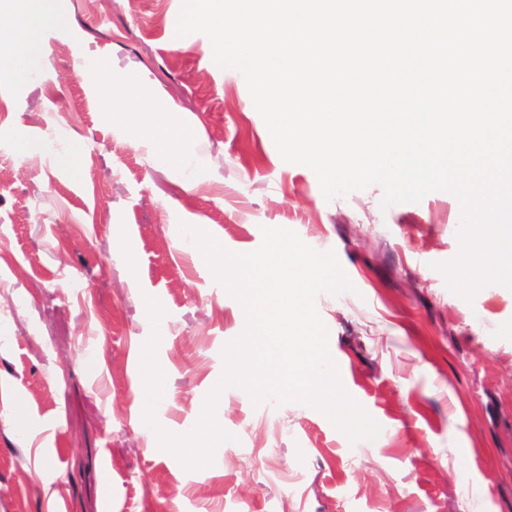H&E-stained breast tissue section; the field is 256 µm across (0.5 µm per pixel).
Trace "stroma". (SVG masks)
Wrapping results in <instances>:
<instances>
[{"label": "stroma", "instance_id": "35a3bbf8", "mask_svg": "<svg viewBox=\"0 0 512 512\" xmlns=\"http://www.w3.org/2000/svg\"><path fill=\"white\" fill-rule=\"evenodd\" d=\"M50 5L0 80V512H512V290L448 289L457 197L384 210L375 184L326 199L282 160L241 72L205 35L177 36L182 0ZM170 128L174 158L153 138ZM184 224L239 254L265 226L335 252L354 289L316 309L377 439L230 387L212 464L160 448L145 343L158 335L157 428L185 435L243 332Z\"/></svg>", "mask_w": 512, "mask_h": 512}]
</instances>
